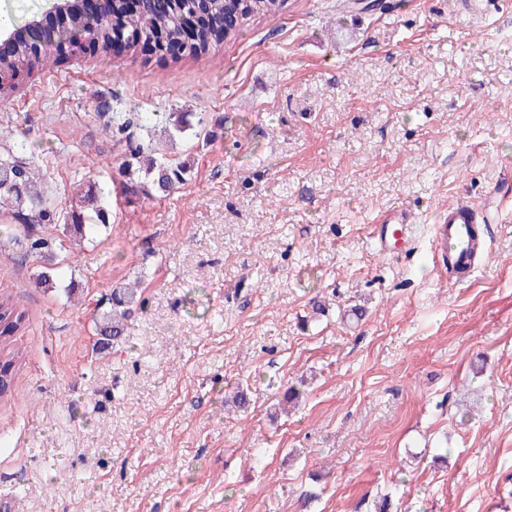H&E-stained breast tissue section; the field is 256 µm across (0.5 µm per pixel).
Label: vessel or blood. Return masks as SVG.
Wrapping results in <instances>:
<instances>
[{"instance_id": "b4317fda", "label": "vessel or blood", "mask_w": 512, "mask_h": 512, "mask_svg": "<svg viewBox=\"0 0 512 512\" xmlns=\"http://www.w3.org/2000/svg\"><path fill=\"white\" fill-rule=\"evenodd\" d=\"M485 211L469 203L449 207L436 228L435 253L438 261L453 260L460 278L475 274L481 266L480 255L485 247L475 234L478 224L484 223ZM413 226L404 208L387 209L378 219L374 244L380 254L400 255L413 242Z\"/></svg>"}]
</instances>
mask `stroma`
<instances>
[{
    "mask_svg": "<svg viewBox=\"0 0 512 512\" xmlns=\"http://www.w3.org/2000/svg\"><path fill=\"white\" fill-rule=\"evenodd\" d=\"M349 2L287 0L196 58L78 51L16 79L0 152L25 144L59 212L101 191L108 225L50 262L0 243L25 314L0 512H512V0ZM116 112L192 160L182 184L124 191ZM161 112L209 122L170 136ZM460 202L500 216L455 284L432 246ZM395 205L403 258L371 239ZM46 265L58 288L34 287ZM135 279L144 305L101 348ZM238 387L248 409L225 410ZM109 302L110 308L103 311L97 321V330L100 336H104L102 348L108 341H118L126 333L125 320L131 314L134 306L142 307L143 300L138 297L137 288L134 284H127L112 290Z\"/></svg>",
    "mask_w": 512,
    "mask_h": 512,
    "instance_id": "stroma-1",
    "label": "stroma"
}]
</instances>
